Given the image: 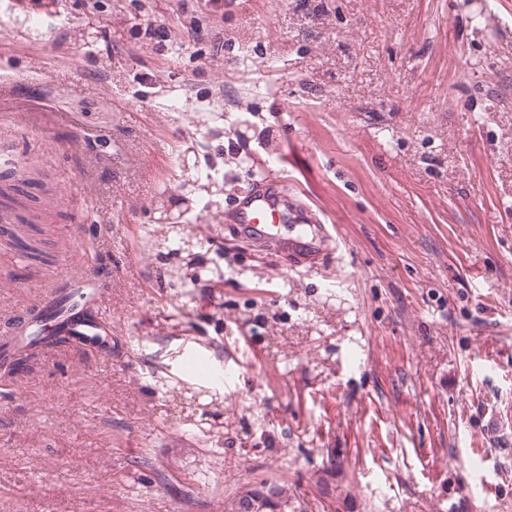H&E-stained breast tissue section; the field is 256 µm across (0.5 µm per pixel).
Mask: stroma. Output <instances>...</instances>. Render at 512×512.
<instances>
[{"label": "stroma", "mask_w": 512, "mask_h": 512, "mask_svg": "<svg viewBox=\"0 0 512 512\" xmlns=\"http://www.w3.org/2000/svg\"><path fill=\"white\" fill-rule=\"evenodd\" d=\"M18 158L78 205L0 330L91 251L112 349L0 366V512H512V0H0ZM275 179L317 264L235 222ZM295 246L298 253L309 256L311 253H316L319 247L327 246L332 242V238L325 227L322 229V236L317 243V233L308 234L302 230H298L295 235ZM288 508V485L277 482L245 486L234 499L235 512H288Z\"/></svg>", "instance_id": "obj_1"}]
</instances>
